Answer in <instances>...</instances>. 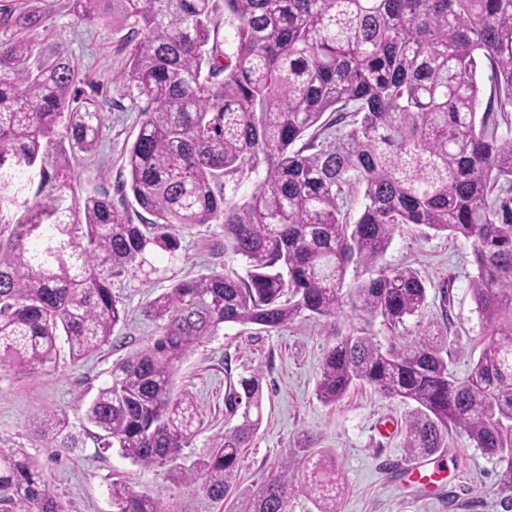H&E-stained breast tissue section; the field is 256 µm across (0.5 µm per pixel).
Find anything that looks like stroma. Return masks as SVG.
<instances>
[{
	"label": "stroma",
	"instance_id": "obj_1",
	"mask_svg": "<svg viewBox=\"0 0 512 512\" xmlns=\"http://www.w3.org/2000/svg\"><path fill=\"white\" fill-rule=\"evenodd\" d=\"M44 26V47L70 58L78 68L83 94L99 100L103 114L100 148L74 165V187L115 190L127 176L124 151L141 122L140 104L123 94L119 35L111 25L77 19L67 0H55ZM223 240L218 225L193 227L181 233L178 261L171 264L161 257L156 264L173 266L178 275L188 277L223 272L224 254L214 249ZM385 261L414 268L428 285L423 322L439 320L440 296L434 287L447 283L450 333L461 340L451 368L457 376H465L482 336L470 294L476 274L470 242L414 227L396 235ZM167 286L163 279L145 283L117 279L113 290L129 314L99 352L75 363L63 348L56 365L43 373L30 376L17 368L0 372V448H22L38 458L50 488L71 512H113L109 484L116 476L136 490L160 497L175 512H234L235 501L243 500L277 471L305 432L336 457L345 482L341 512H512L499 486L503 461L475 448L465 434H450L444 448L425 458V465L434 472L431 482L425 483L410 473L403 448L412 405L384 398L364 383L352 387L336 405L317 401L314 389L323 351L336 335L347 334L354 318L350 311L328 322L300 319L279 331L229 325L188 355L177 381L195 395L205 414V427L182 450L177 463L144 469L117 449L98 447L92 426L83 419L84 406L109 381L113 364L154 336L156 326L142 309ZM418 322L407 321L392 331L377 321L371 332L377 343L386 346L415 339ZM255 371L262 375V425L252 446L243 451L232 499L215 503L181 483L176 471L206 455L215 435L240 423V416L230 415L224 407L227 378ZM51 412L67 415L82 437L80 448L62 451L35 433L34 421Z\"/></svg>",
	"mask_w": 512,
	"mask_h": 512
}]
</instances>
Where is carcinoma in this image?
I'll list each match as a JSON object with an SVG mask.
<instances>
[{
    "mask_svg": "<svg viewBox=\"0 0 512 512\" xmlns=\"http://www.w3.org/2000/svg\"><path fill=\"white\" fill-rule=\"evenodd\" d=\"M17 2L0 18L11 31L0 39V369L42 370L61 343L74 362L97 353L126 317L114 279L150 280L154 255L178 259L181 229L218 224L224 272L168 276L143 309L154 338L113 364L86 405L102 447L144 469L176 460L205 423L177 386L186 356L226 324L281 330L348 305L361 325L324 349L316 398L334 405L363 382L412 403L411 459L463 432L507 459L500 486L512 492V138L499 132L512 112V0H224L231 53L219 0H70L78 18L126 31L123 88L147 103L117 202L99 187L73 193L72 168L50 152L61 136L78 160L96 153L102 113L71 60L41 47L50 0ZM411 225L471 242L484 341L463 378L448 368L446 281L441 320L417 339L384 350L371 336L376 319L395 330L426 306L416 270L380 266ZM352 267L376 276L349 282ZM262 399L260 374L229 382L224 405L242 421L178 479L224 502ZM33 427L55 448L80 447L56 413ZM296 472L317 512H338L336 457L307 434L240 512H288ZM109 494L113 512H168L122 479ZM0 505L68 512L22 448L0 449Z\"/></svg>",
    "mask_w": 512,
    "mask_h": 512,
    "instance_id": "carcinoma-1",
    "label": "carcinoma"
}]
</instances>
